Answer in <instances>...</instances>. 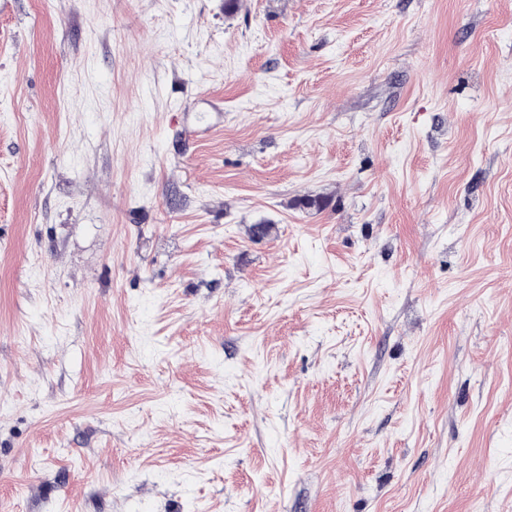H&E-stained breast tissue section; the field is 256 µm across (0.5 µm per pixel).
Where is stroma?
<instances>
[{"label": "stroma", "mask_w": 512, "mask_h": 512, "mask_svg": "<svg viewBox=\"0 0 512 512\" xmlns=\"http://www.w3.org/2000/svg\"><path fill=\"white\" fill-rule=\"evenodd\" d=\"M225 3L0 0V512H512V0Z\"/></svg>", "instance_id": "obj_1"}]
</instances>
